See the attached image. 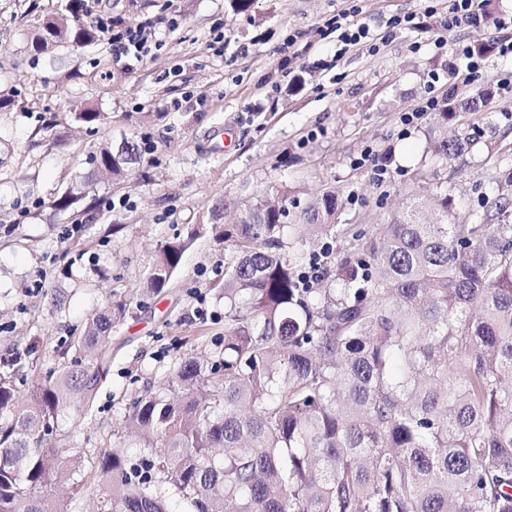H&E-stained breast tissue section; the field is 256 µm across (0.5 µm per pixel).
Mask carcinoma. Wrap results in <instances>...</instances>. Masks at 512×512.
Returning a JSON list of instances; mask_svg holds the SVG:
<instances>
[{"mask_svg": "<svg viewBox=\"0 0 512 512\" xmlns=\"http://www.w3.org/2000/svg\"><path fill=\"white\" fill-rule=\"evenodd\" d=\"M86 0H58L32 45L94 46L100 31L80 23ZM492 87H453L446 122L475 116ZM72 121L93 130L106 116L89 106ZM500 151L466 123L431 150L443 164ZM87 171L54 201L59 211L93 199L97 177L151 180L137 137L90 148ZM279 200L219 199L201 226L156 247L147 276L169 287L202 225L232 241L224 257V336L204 359L173 369L164 394L137 396L124 414L140 457L79 448L78 435L43 444L59 415L96 409L112 364V331L130 302H107L86 320L75 355L22 401L16 376L0 370V512H512V168L497 193L457 222L444 191L432 220L424 204L369 239L336 224L325 191L289 226ZM238 223L222 224L224 211ZM352 238L348 255L337 244ZM321 251L336 275L305 283ZM78 253L64 265L53 302L64 299Z\"/></svg>", "mask_w": 512, "mask_h": 512, "instance_id": "cac0c4a2", "label": "carcinoma"}]
</instances>
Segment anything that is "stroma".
Wrapping results in <instances>:
<instances>
[{
    "label": "stroma",
    "mask_w": 512,
    "mask_h": 512,
    "mask_svg": "<svg viewBox=\"0 0 512 512\" xmlns=\"http://www.w3.org/2000/svg\"><path fill=\"white\" fill-rule=\"evenodd\" d=\"M54 6L0 0V96L13 100L0 110V365L24 364L19 397L46 376L28 370L34 357L68 349L75 330L111 293L133 299L132 313L113 330L122 344L112 349L95 418L70 407L58 434L76 431L99 442L102 425L118 426L135 396L160 392L178 363L209 353L223 335L224 300L216 288L228 243L200 237L170 288L142 291L157 245L197 223L215 200L276 198L287 190L301 209L333 190L342 203L338 223L369 233L412 201L442 191L453 196L457 213L479 208L512 162L476 152L437 165L430 148L436 113L402 122L424 98L445 100L466 78L495 86L479 123L493 140L512 145V92L499 89L512 79V56L499 52L512 43V26L445 27L448 0H253L242 14L231 11L229 0H95L85 24L103 17L145 27L150 51L140 60L113 57L105 41L30 52L38 15ZM348 10L371 27L376 42L345 47L326 33V21ZM404 14L416 15L419 28L389 26ZM219 33L220 53L211 47ZM436 35L445 48H426ZM479 38L495 50L470 76L455 49ZM104 55L112 63L108 77L96 72ZM284 56L295 64V78L286 82L274 71ZM326 57L335 66L316 68ZM80 105L105 113L98 131L71 126ZM143 112L161 118L136 128L133 118ZM57 125L71 128L66 146L52 143ZM134 129L153 147L152 181H104L96 195L97 206L114 201L106 218L121 232L107 236L88 227L87 215L56 211L54 200L85 172L88 150ZM218 130L230 143L219 159L204 161ZM369 147L383 156L387 179L356 165ZM78 252L76 279L56 309L51 287Z\"/></svg>",
    "instance_id": "obj_1"
}]
</instances>
